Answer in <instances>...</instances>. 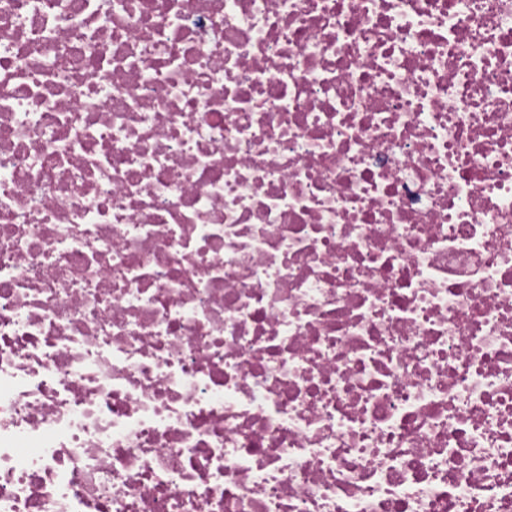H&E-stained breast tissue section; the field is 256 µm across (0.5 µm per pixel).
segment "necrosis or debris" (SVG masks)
<instances>
[{"label":"necrosis or debris","mask_w":512,"mask_h":512,"mask_svg":"<svg viewBox=\"0 0 512 512\" xmlns=\"http://www.w3.org/2000/svg\"><path fill=\"white\" fill-rule=\"evenodd\" d=\"M0 512H512V0H0Z\"/></svg>","instance_id":"4bbe7bcc"}]
</instances>
